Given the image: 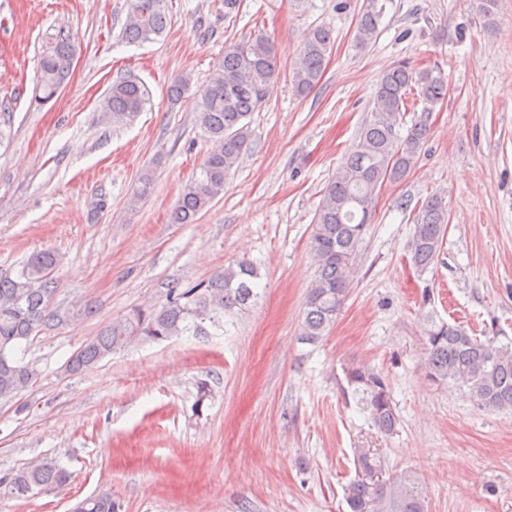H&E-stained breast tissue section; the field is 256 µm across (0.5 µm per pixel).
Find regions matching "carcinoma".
I'll return each instance as SVG.
<instances>
[{
	"instance_id": "carcinoma-1",
	"label": "carcinoma",
	"mask_w": 512,
	"mask_h": 512,
	"mask_svg": "<svg viewBox=\"0 0 512 512\" xmlns=\"http://www.w3.org/2000/svg\"><path fill=\"white\" fill-rule=\"evenodd\" d=\"M382 12L373 0L361 14L356 27L358 47L375 40ZM166 27L165 0H129L122 31L127 42H152ZM333 45L329 27L310 30L292 70L296 96H308L319 84ZM73 53V36L66 28L43 42L39 59L42 99L50 100L58 93L69 74ZM277 77L276 48L268 39L257 37L224 49L212 77L197 90V119L215 148L199 176L182 190L171 213L172 223H193L224 193L228 175L247 150V119L263 103L268 86ZM414 89L423 101L436 104L448 95V77L437 65L414 69L404 61L383 72L375 87L371 119L323 190L311 237L317 276L304 309L303 336L309 342L318 341L333 326L348 297L354 258L383 186L402 178L418 160L427 126L416 123L406 135L400 132L401 113ZM146 96L138 82L117 80L104 96L101 110L112 124L125 125L143 110ZM447 224L443 198L428 196L415 217L412 235L411 261L416 269L426 270L438 259ZM57 263L54 252L43 250L33 254L16 275L0 276V398H12L36 382L38 370L24 361L22 353L41 332L67 317L53 302ZM258 278L253 264L240 261L191 287L175 285L161 306L135 310L83 343L66 369L80 372L133 340L157 341L187 333L200 336L206 333L207 322L214 327L233 324L250 301L258 298ZM424 335L423 367L428 381L457 387L487 411L512 409L511 346H498L491 338L483 341L458 325L432 318L427 320ZM340 389L356 399L378 433L396 432L399 417L388 383L379 372L364 365L345 367ZM354 463L356 476L345 493L349 512H426L413 472L386 476L384 460L371 448L354 449ZM70 479V472L50 459L17 470L4 483L11 495L26 497L62 489ZM83 512H120V505L97 495L83 500Z\"/></svg>"
}]
</instances>
